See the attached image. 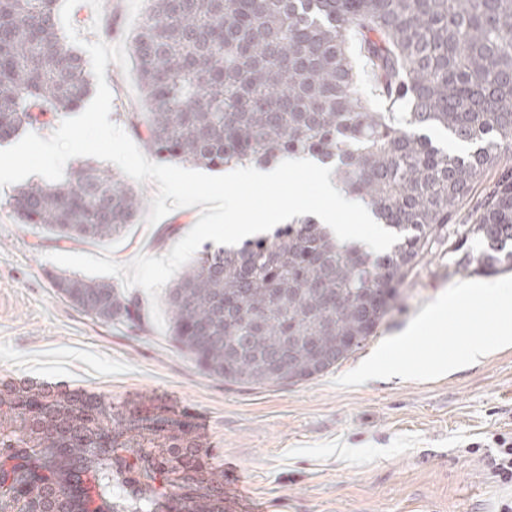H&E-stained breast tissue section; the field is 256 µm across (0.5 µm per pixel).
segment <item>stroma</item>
I'll return each mask as SVG.
<instances>
[{"instance_id":"35a3bbf8","label":"stroma","mask_w":512,"mask_h":512,"mask_svg":"<svg viewBox=\"0 0 512 512\" xmlns=\"http://www.w3.org/2000/svg\"><path fill=\"white\" fill-rule=\"evenodd\" d=\"M146 0H80L71 21L88 42L128 43ZM110 121L138 111L133 76L108 63ZM13 186L0 188V382H60L115 405L202 419L201 455L237 466L263 512H497L512 486L492 474L495 436H512V346L434 380L337 386L387 337L455 283L447 245L436 246L399 288L376 333L328 372L295 383L235 384L204 374L167 336L163 297L175 273L224 227L195 208L134 225L107 246L55 241L17 224ZM180 228L167 239L169 225ZM195 237L194 251L180 250ZM77 274L139 293L145 324H105L56 294L48 272Z\"/></svg>"}]
</instances>
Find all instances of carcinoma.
I'll return each mask as SVG.
<instances>
[{
    "instance_id": "obj_1",
    "label": "carcinoma",
    "mask_w": 512,
    "mask_h": 512,
    "mask_svg": "<svg viewBox=\"0 0 512 512\" xmlns=\"http://www.w3.org/2000/svg\"><path fill=\"white\" fill-rule=\"evenodd\" d=\"M130 40L141 100L125 122L148 152L218 168L307 152L391 230L374 257L307 218L236 247H207L165 297L168 335L196 366L281 384L273 360L323 374L348 336L373 335L438 233L457 228L455 271L512 269V0H147ZM61 0H0V141L83 104L92 73L68 46ZM357 41L389 101L373 111ZM440 128L456 155L420 131ZM487 170L493 185L456 219ZM12 213L57 240L110 243L137 223L142 192L91 165L24 187ZM475 240L481 249L467 250ZM84 314L142 327L139 296L48 274ZM185 424L112 410L48 381L0 383V512H224ZM351 56L355 65V71L357 74V80L361 87L366 90L367 98L374 110H381L382 103L384 100L380 96L374 93V86L372 81V75L366 72L363 58L360 56L357 46L352 45Z\"/></svg>"
}]
</instances>
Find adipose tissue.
I'll use <instances>...</instances> for the list:
<instances>
[{"label": "adipose tissue", "instance_id": "obj_1", "mask_svg": "<svg viewBox=\"0 0 512 512\" xmlns=\"http://www.w3.org/2000/svg\"><path fill=\"white\" fill-rule=\"evenodd\" d=\"M312 171L317 175L318 200L293 193L274 209L256 210L244 215L247 194L255 189L278 190L283 169ZM194 205L208 212L210 221L224 227L225 245L265 233L268 225L288 224L310 218L323 224L339 244L362 246L378 254L390 246L384 225L376 223L370 208L346 193L336 179L333 164L295 153L262 165L254 162L231 163L224 167V187L193 197Z\"/></svg>", "mask_w": 512, "mask_h": 512}]
</instances>
